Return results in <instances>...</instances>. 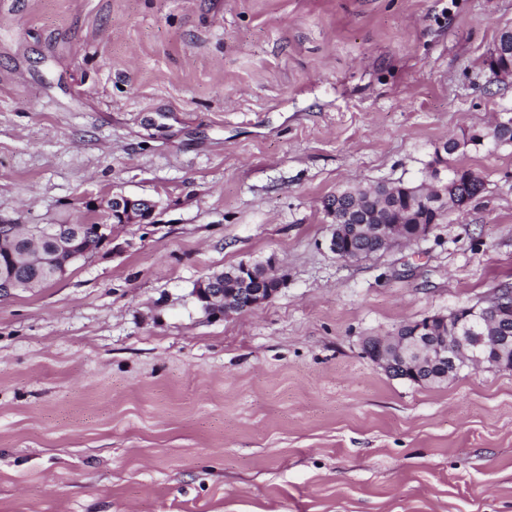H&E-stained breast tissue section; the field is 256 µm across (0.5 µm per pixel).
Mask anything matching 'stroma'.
Wrapping results in <instances>:
<instances>
[{
	"mask_svg": "<svg viewBox=\"0 0 512 512\" xmlns=\"http://www.w3.org/2000/svg\"><path fill=\"white\" fill-rule=\"evenodd\" d=\"M505 28L512 0H0V224L159 203L0 296V512H512V370L414 385L362 350L512 285V146L373 259L322 208L512 109ZM272 256L264 306L195 299ZM510 46H512V31L503 30L498 36L495 44V51L492 55H489L488 59H496L499 55L503 56L506 60V66L497 70V79H508L512 78V63L507 60V55L510 53ZM512 58L508 55V58ZM141 201H146L151 206V217H153L156 213L157 207L152 206V202L147 201L145 199L134 198L125 194H118L117 197L111 198V200L107 203V210L104 211V214L99 216H93L88 222L84 224H97L95 228V237L97 240V248L94 250L93 255L98 254L102 248H104L107 244L112 242V227L122 224V219L127 221L130 224H146L147 220L142 218L140 215L136 217L133 213L134 204H138ZM112 204L114 205L115 211H113ZM125 210V212H124ZM129 217V220H127ZM112 224V227L111 225ZM91 256V257H92ZM244 263H239L236 266H232L221 272H215L205 277L208 281V287L203 283L200 287L198 286L193 291L194 297L202 304V306L218 315H229L232 313L243 312L247 310L256 309L270 302L275 295L279 292L287 280V274L284 269L279 265L275 258H272L273 276L268 278V288L264 287L266 268L263 264L251 265L253 269L254 277H250L251 284L256 288H246L248 285L247 274L250 272V268L247 264H244L242 272L238 273L239 279L233 280L230 275H235L238 270L243 266ZM240 283V287L239 284ZM232 291L233 296L239 294V297L245 300L244 307H240L231 296L224 297L229 291Z\"/></svg>",
	"mask_w": 512,
	"mask_h": 512,
	"instance_id": "obj_1",
	"label": "stroma"
}]
</instances>
